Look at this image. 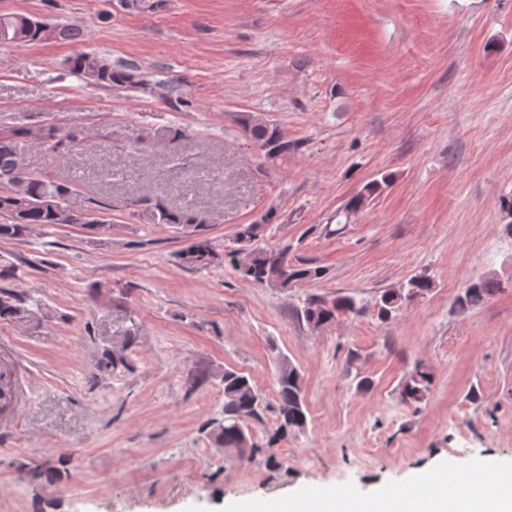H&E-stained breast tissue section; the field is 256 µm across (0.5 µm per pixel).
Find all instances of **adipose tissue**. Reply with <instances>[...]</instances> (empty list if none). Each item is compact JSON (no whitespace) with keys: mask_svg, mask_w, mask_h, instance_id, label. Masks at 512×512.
Listing matches in <instances>:
<instances>
[{"mask_svg":"<svg viewBox=\"0 0 512 512\" xmlns=\"http://www.w3.org/2000/svg\"><path fill=\"white\" fill-rule=\"evenodd\" d=\"M472 489L460 491L455 497L447 494L430 496V512H512V484L498 482V470H476Z\"/></svg>","mask_w":512,"mask_h":512,"instance_id":"obj_1","label":"adipose tissue"}]
</instances>
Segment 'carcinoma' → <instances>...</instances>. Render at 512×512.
<instances>
[{
    "label": "carcinoma",
    "mask_w": 512,
    "mask_h": 512,
    "mask_svg": "<svg viewBox=\"0 0 512 512\" xmlns=\"http://www.w3.org/2000/svg\"><path fill=\"white\" fill-rule=\"evenodd\" d=\"M80 36V30L63 23H48L27 14L14 13L0 15V42L31 44L43 42L72 41ZM69 70L82 75L106 87H141L146 85L131 66L119 64L112 66L107 60L90 54H82L68 59ZM245 135L262 153L266 163H275L296 148L294 142L278 125L251 113L239 118ZM29 148V132L16 128L7 134H0V214L5 222L0 223V239L20 240L35 226H55L58 224H80L91 232L97 231L106 220L87 215L81 218L61 205L63 198L73 191L72 186L52 180L48 176H36L20 171L23 157ZM388 182L374 180L366 184L363 191L353 196L341 210L344 223L348 224L352 216L362 210L368 199L374 195L381 184ZM155 207L163 224H172L181 228H191L195 233L194 241L180 252L182 263L207 268L216 263L219 254L212 241L201 235L207 224L204 212L193 208L172 209L166 201L156 198ZM276 217L271 207L263 217L261 224H242L236 234L239 248L231 254L232 265L239 276L253 284L274 286L286 290L296 282L315 279L321 276L318 267H304L288 260L289 247L258 248L254 242L259 239L263 225ZM434 288V281L422 273L411 277L400 288H389L382 292L376 301L377 315L388 319L399 311L405 302ZM501 290V283L495 277L486 275L470 279L462 288L457 304L462 309H471L484 305ZM41 309L40 300L30 294H20L8 289H0V320L8 322L29 321ZM341 312L360 315L364 308L357 305L351 297H343L329 304L321 298L311 297L304 304L301 315L313 328H321L332 321ZM135 337L125 336L111 348L102 353L96 368L103 373H112L122 366L128 367L126 350L134 343ZM224 412L221 418L210 422L218 439L226 448H236L241 458L253 459L262 449L247 446L244 423L249 418H261L263 411L272 410L278 421L277 433L285 436L303 430L307 423V409L304 403L299 369L287 359L279 363L276 375V404L269 407L264 402L251 379L231 368L224 369ZM432 383L431 373L415 366L403 381L400 397L402 401L420 403L425 400Z\"/></svg>",
    "instance_id": "carcinoma-1"
}]
</instances>
